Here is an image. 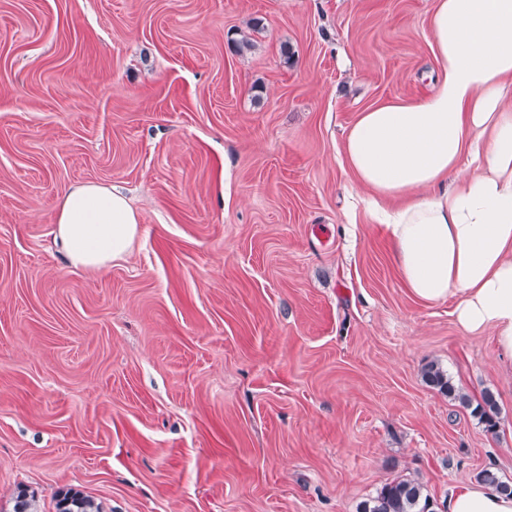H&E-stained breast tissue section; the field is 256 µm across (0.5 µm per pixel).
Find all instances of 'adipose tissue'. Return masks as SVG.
I'll list each match as a JSON object with an SVG mask.
<instances>
[{"mask_svg":"<svg viewBox=\"0 0 512 512\" xmlns=\"http://www.w3.org/2000/svg\"><path fill=\"white\" fill-rule=\"evenodd\" d=\"M430 37L434 92L360 112L344 154L409 291L429 303L456 298L458 324L490 330L512 357V0H436ZM139 230L115 188L62 196L55 232L73 266L122 260ZM443 508L512 512V496L469 486Z\"/></svg>","mask_w":512,"mask_h":512,"instance_id":"1","label":"adipose tissue"}]
</instances>
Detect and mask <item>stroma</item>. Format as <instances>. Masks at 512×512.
<instances>
[{
  "instance_id": "obj_1",
  "label": "stroma",
  "mask_w": 512,
  "mask_h": 512,
  "mask_svg": "<svg viewBox=\"0 0 512 512\" xmlns=\"http://www.w3.org/2000/svg\"><path fill=\"white\" fill-rule=\"evenodd\" d=\"M435 0H0V512H357L512 481V368L402 283L343 136L433 89ZM248 37L252 49L233 42ZM131 254L69 266L68 187ZM438 365L497 434L426 384ZM139 230L137 212L114 187L83 184L62 196L56 238L75 267L99 271L122 260ZM473 414L479 416L488 433L496 434L499 427L498 407L494 395L490 391L483 392L481 402L472 409ZM357 512H438L434 501L414 479L394 480L360 503ZM55 508L56 512H103L93 498L73 489L59 492Z\"/></svg>"
}]
</instances>
